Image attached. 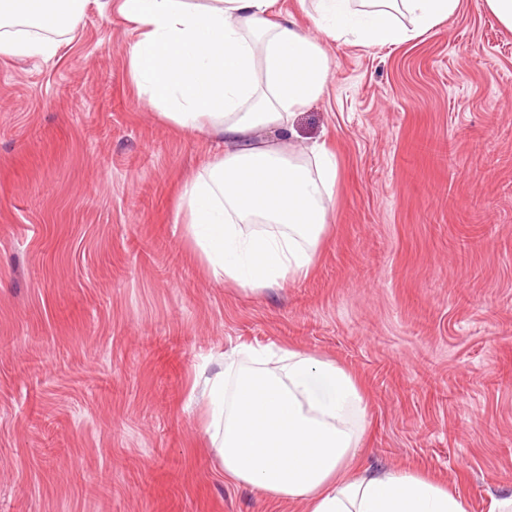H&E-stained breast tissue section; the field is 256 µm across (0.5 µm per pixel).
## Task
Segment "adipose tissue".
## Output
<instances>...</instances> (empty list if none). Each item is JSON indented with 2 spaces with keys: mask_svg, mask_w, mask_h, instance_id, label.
Instances as JSON below:
<instances>
[{
  "mask_svg": "<svg viewBox=\"0 0 512 512\" xmlns=\"http://www.w3.org/2000/svg\"><path fill=\"white\" fill-rule=\"evenodd\" d=\"M89 0H0V55L49 57ZM332 41L367 46L419 38L458 0H298ZM133 37V83L178 128L212 137L217 153L186 182L187 224L210 277L257 294L307 278L329 220L338 167L326 144L309 159L281 135L324 91L327 56L282 0H104ZM273 138H265L266 130ZM252 367L224 361L206 379L212 441L225 477L306 512H467L465 499L408 471L355 467L365 417L352 376L335 362L266 347Z\"/></svg>",
  "mask_w": 512,
  "mask_h": 512,
  "instance_id": "obj_1",
  "label": "adipose tissue"
}]
</instances>
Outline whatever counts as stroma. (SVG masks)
<instances>
[{
	"instance_id": "obj_1",
	"label": "stroma",
	"mask_w": 512,
	"mask_h": 512,
	"mask_svg": "<svg viewBox=\"0 0 512 512\" xmlns=\"http://www.w3.org/2000/svg\"><path fill=\"white\" fill-rule=\"evenodd\" d=\"M299 157L338 180L311 275L211 279L181 184L212 153L138 94L90 5L51 57H0V512H305L225 478L199 374L244 345L331 360L357 463L489 512L512 493V31L479 0L395 46L334 42Z\"/></svg>"
}]
</instances>
